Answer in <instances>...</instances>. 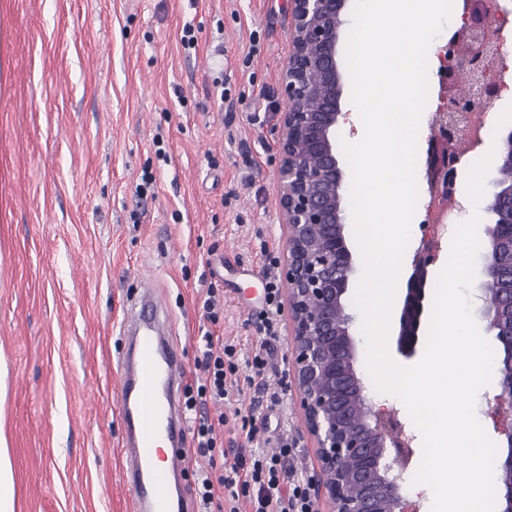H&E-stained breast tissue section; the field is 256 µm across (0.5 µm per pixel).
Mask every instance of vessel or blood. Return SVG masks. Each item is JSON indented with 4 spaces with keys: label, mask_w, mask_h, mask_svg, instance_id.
Masks as SVG:
<instances>
[{
    "label": "vessel or blood",
    "mask_w": 512,
    "mask_h": 512,
    "mask_svg": "<svg viewBox=\"0 0 512 512\" xmlns=\"http://www.w3.org/2000/svg\"><path fill=\"white\" fill-rule=\"evenodd\" d=\"M118 334L126 345L114 392L125 426L121 458L127 496L133 512H168L170 479L186 468V366L174 343L168 301L153 282L143 283ZM160 441L168 448L161 469L152 456Z\"/></svg>",
    "instance_id": "vessel-or-blood-1"
}]
</instances>
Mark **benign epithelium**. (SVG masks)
<instances>
[{"mask_svg":"<svg viewBox=\"0 0 512 512\" xmlns=\"http://www.w3.org/2000/svg\"><path fill=\"white\" fill-rule=\"evenodd\" d=\"M469 11L461 35L448 43L440 58L439 77L469 78V91L450 96L429 146L438 140L455 145L468 140L470 114L491 101L499 88L480 79L493 66L484 32L489 17L484 0H466ZM347 0H289L290 46L281 73V92L288 100L277 128L278 198L285 231L282 274L288 283L286 304L292 340L293 377L304 412V428L313 442L315 503L326 512H411L403 495L404 446L369 395L356 369L352 333L355 316L345 295L355 262L345 234L343 171L336 154V125L343 95L337 44L345 25ZM461 154L454 151L444 171L441 194L454 198L453 177ZM494 191L486 201L490 222L485 234L484 277L493 283L492 297L481 296L480 314L505 351L496 393L489 399L498 418L507 454L500 512H512V255L498 245L512 240V127L494 147ZM430 257L418 256L407 281L396 341L405 358L417 353L424 313ZM359 482V496L349 493Z\"/></svg>","mask_w":512,"mask_h":512,"instance_id":"7a95c632","label":"benign epithelium"}]
</instances>
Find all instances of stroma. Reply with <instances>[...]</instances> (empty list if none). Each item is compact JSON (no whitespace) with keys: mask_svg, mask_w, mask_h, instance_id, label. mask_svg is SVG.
<instances>
[{"mask_svg":"<svg viewBox=\"0 0 512 512\" xmlns=\"http://www.w3.org/2000/svg\"><path fill=\"white\" fill-rule=\"evenodd\" d=\"M288 0H0V438L13 467L15 512H129L121 482L124 435L114 397L122 319L142 280L155 279L175 316L186 359L204 322L205 269L219 276L217 334L251 353L250 315L281 257L278 154L272 131L288 54ZM197 42L184 48V24ZM223 79L216 89L215 79ZM416 164L427 168L431 115L449 93L428 75ZM497 114L489 123L488 114ZM472 122L512 127V84ZM154 179L142 188L143 176ZM402 271L428 246L427 293L451 247L426 210V179ZM405 443L404 496L431 512L415 482L422 438L404 404L375 393ZM234 448L241 415L263 420L260 446L295 444L288 469L313 476L295 394L267 407L230 390L208 407Z\"/></svg>","mask_w":512,"mask_h":512,"instance_id":"obj_1","label":"stroma"}]
</instances>
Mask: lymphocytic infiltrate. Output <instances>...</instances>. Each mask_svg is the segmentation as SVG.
Here are the masks:
<instances>
[{"mask_svg": "<svg viewBox=\"0 0 512 512\" xmlns=\"http://www.w3.org/2000/svg\"><path fill=\"white\" fill-rule=\"evenodd\" d=\"M280 290L268 282L265 309L253 315L252 325L258 334L255 351L241 357L237 345L225 342L212 327L220 321L219 290L208 286L200 300L203 316L210 330L201 336L202 346L194 358L200 380L186 391L188 419L191 427L193 455L206 458L209 467L195 473L196 491L201 512H239L240 503H248L251 512H315L308 481L288 473L282 461L291 455L288 447L266 454L256 439L254 419H243L244 435L239 453L227 456L224 440L214 419L202 410L203 405L223 401L227 381L242 377L246 387L264 386L269 369L272 342L277 337L275 315L279 310Z\"/></svg>", "mask_w": 512, "mask_h": 512, "instance_id": "obj_1", "label": "lymphocytic infiltrate"}]
</instances>
